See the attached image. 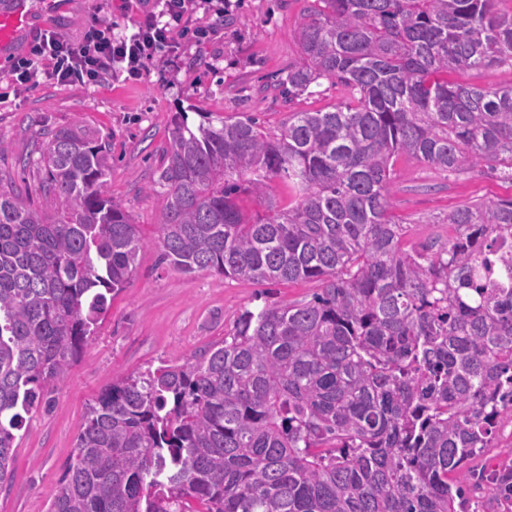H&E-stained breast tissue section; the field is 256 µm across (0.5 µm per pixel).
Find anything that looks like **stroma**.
I'll list each match as a JSON object with an SVG mask.
<instances>
[{
    "label": "stroma",
    "mask_w": 512,
    "mask_h": 512,
    "mask_svg": "<svg viewBox=\"0 0 512 512\" xmlns=\"http://www.w3.org/2000/svg\"><path fill=\"white\" fill-rule=\"evenodd\" d=\"M224 32L209 42L193 28L178 36L175 66L154 63L142 79H112L98 86L43 82L26 92L6 76L40 30L54 28L77 38L95 19L109 18L126 33L154 0H55L50 10L32 12L26 31L0 54V184L27 192L41 206L40 172L20 169L19 159L35 155L50 130L82 125L112 144L107 191L139 224L146 245L126 288L115 293L66 379L48 386L47 400L26 415L16 431L13 479L0 485V512H50L51 493L75 456L87 411L112 384L113 376L143 373L162 364H181L233 334L246 309L311 297V283L255 285L204 271L184 274L158 262L154 244L160 198L146 187L156 177L174 113L189 105L228 117L252 115L276 132L290 112L330 110L345 96L340 85L322 82L313 96L284 106L261 86L285 75L299 56L296 39L309 0H231ZM512 197V182L490 171L448 173L402 157L394 164L392 213L408 227L406 245L416 248L447 238L442 220L469 200ZM471 469L481 483L512 474V418L504 417L494 447L482 449Z\"/></svg>",
    "instance_id": "obj_1"
}]
</instances>
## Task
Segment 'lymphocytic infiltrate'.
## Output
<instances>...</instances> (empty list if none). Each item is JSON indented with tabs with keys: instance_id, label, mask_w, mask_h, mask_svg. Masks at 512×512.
Segmentation results:
<instances>
[{
	"instance_id": "lymphocytic-infiltrate-1",
	"label": "lymphocytic infiltrate",
	"mask_w": 512,
	"mask_h": 512,
	"mask_svg": "<svg viewBox=\"0 0 512 512\" xmlns=\"http://www.w3.org/2000/svg\"><path fill=\"white\" fill-rule=\"evenodd\" d=\"M162 8L133 19V31L116 35L112 22L101 19L79 40L57 30H43L29 54L8 74L12 84L33 86L40 79L57 83L98 85L105 76L140 80L161 50H177L176 34L198 13L224 9L223 0H161Z\"/></svg>"
}]
</instances>
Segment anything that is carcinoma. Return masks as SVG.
Returning <instances> with one entry per match:
<instances>
[{
    "label": "carcinoma",
    "instance_id": "cac0c4a2",
    "mask_svg": "<svg viewBox=\"0 0 512 512\" xmlns=\"http://www.w3.org/2000/svg\"><path fill=\"white\" fill-rule=\"evenodd\" d=\"M498 0H311L293 101L320 80L350 96L258 118L177 112L149 190L161 263L262 283L313 281L308 301L243 310L199 360L121 374L88 410L50 512H468L456 475L512 412V198L466 202L448 241L404 244L396 157L512 182V64ZM39 157L45 206L0 187V485L14 435L62 381L145 245L106 191L109 144L79 125ZM296 195L279 206L270 183ZM267 201L248 218L241 196ZM461 80L482 87H504L512 83V67L507 65L466 73Z\"/></svg>",
    "mask_w": 512,
    "mask_h": 512
}]
</instances>
